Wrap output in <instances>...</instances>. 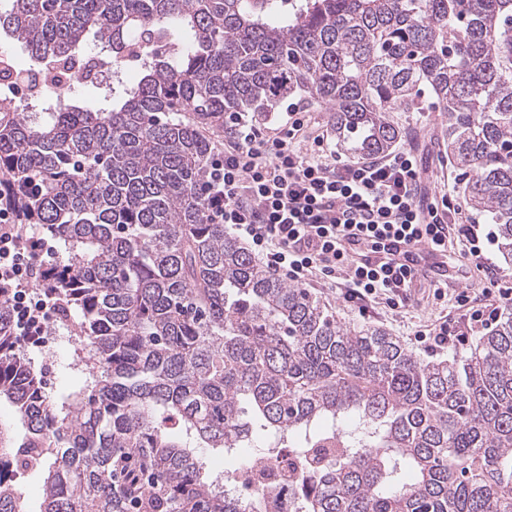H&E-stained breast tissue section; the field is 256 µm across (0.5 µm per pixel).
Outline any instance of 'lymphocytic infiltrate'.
<instances>
[{
  "label": "lymphocytic infiltrate",
  "mask_w": 512,
  "mask_h": 512,
  "mask_svg": "<svg viewBox=\"0 0 512 512\" xmlns=\"http://www.w3.org/2000/svg\"><path fill=\"white\" fill-rule=\"evenodd\" d=\"M307 128L297 106L273 128L251 112L225 113L224 140L214 146L202 184L213 223L232 230L267 269L299 285L315 276L332 283L344 274V301L363 307L379 299L406 305L421 280L403 262L376 261L391 240L440 253L457 241L488 273L498 275L464 201L452 189L427 193L425 171L413 149L340 164L320 137L312 156L301 154L298 145ZM47 252L43 239L0 210V288L12 291L9 303L21 336L43 335L47 325L41 312L57 309L48 291L36 306L27 304L50 270ZM456 302L465 321L431 328L436 343L451 336L464 342L475 325L496 317L467 293L458 294Z\"/></svg>",
  "instance_id": "f902f5d3"
}]
</instances>
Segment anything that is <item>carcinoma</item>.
Here are the masks:
<instances>
[{
	"label": "carcinoma",
	"instance_id": "carcinoma-1",
	"mask_svg": "<svg viewBox=\"0 0 512 512\" xmlns=\"http://www.w3.org/2000/svg\"><path fill=\"white\" fill-rule=\"evenodd\" d=\"M285 2L0 0V37L74 69L43 112L0 105V208L63 244L46 285L86 378L51 399L0 291V402L25 428L0 426V512H27L24 471L40 512H245L202 449L285 446L296 512H512V308L470 352L420 359L259 266L201 190L226 112L303 91L370 159L425 87L512 263V0ZM90 42L143 57L138 82L83 97ZM44 476L39 471H28L18 476L17 489L30 512L40 511L43 502Z\"/></svg>",
	"mask_w": 512,
	"mask_h": 512
}]
</instances>
